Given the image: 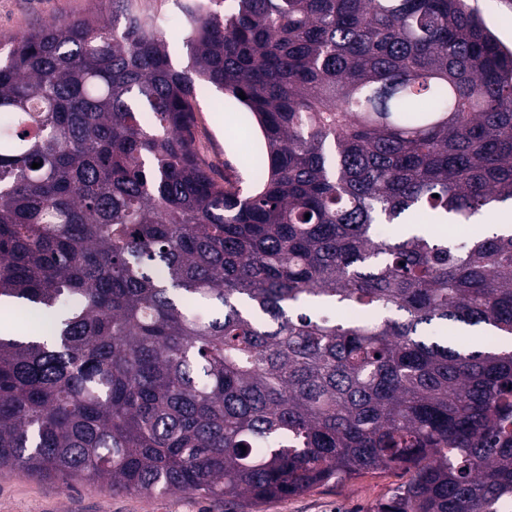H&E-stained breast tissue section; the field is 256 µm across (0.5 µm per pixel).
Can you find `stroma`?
Listing matches in <instances>:
<instances>
[{
  "instance_id": "stroma-1",
  "label": "stroma",
  "mask_w": 512,
  "mask_h": 512,
  "mask_svg": "<svg viewBox=\"0 0 512 512\" xmlns=\"http://www.w3.org/2000/svg\"><path fill=\"white\" fill-rule=\"evenodd\" d=\"M192 0H131L133 11L161 17V33L176 67L188 62L187 30L181 20ZM112 0H0V45L54 20L111 17ZM198 136L209 155L242 172L244 147L237 130L253 131L247 113L212 87L198 90ZM409 479L399 466L360 475L333 487L269 500L253 512H373ZM0 512H234L223 501L195 493H167L145 498L115 493L80 479L62 484L14 470L0 469Z\"/></svg>"
}]
</instances>
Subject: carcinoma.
Listing matches in <instances>:
<instances>
[{"instance_id":"1","label":"carcinoma","mask_w":512,"mask_h":512,"mask_svg":"<svg viewBox=\"0 0 512 512\" xmlns=\"http://www.w3.org/2000/svg\"><path fill=\"white\" fill-rule=\"evenodd\" d=\"M123 2L0 57V308L49 322L0 335V469L252 506L395 465L375 512H497L512 231L460 230L512 202V50L467 0H201L178 69ZM419 210L448 233L381 235ZM195 109L198 137L208 154L216 156L217 160L222 162L223 172L224 161H227L232 167L227 169L228 173L232 175L239 173L246 179L248 174L242 167L245 147L236 133L240 130L248 131L249 142L252 140L254 145L260 147L258 133L249 115L246 112H240L235 101L224 97V93L212 86H203L197 91ZM238 125L241 127L231 131L233 126Z\"/></svg>"}]
</instances>
